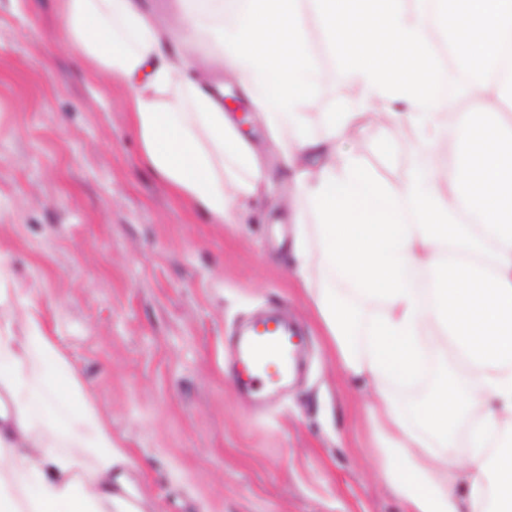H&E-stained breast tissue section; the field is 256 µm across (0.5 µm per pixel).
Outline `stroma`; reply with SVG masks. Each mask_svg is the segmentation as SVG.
Here are the masks:
<instances>
[{
    "label": "stroma",
    "instance_id": "obj_1",
    "mask_svg": "<svg viewBox=\"0 0 512 512\" xmlns=\"http://www.w3.org/2000/svg\"><path fill=\"white\" fill-rule=\"evenodd\" d=\"M59 24L58 0H0V284L15 335L34 300L107 420L118 493L140 512H403L378 465L374 391L342 372L293 274L314 216L251 98L216 70L251 113L242 137L265 177L241 221L217 224L145 164L127 89L55 41ZM316 61L326 79L302 115L315 134L320 113L355 106L327 39ZM397 128L368 117L336 145L398 183L430 147ZM274 307L311 341L303 374L259 413L224 370V338ZM32 413L64 446L66 405L37 399Z\"/></svg>",
    "mask_w": 512,
    "mask_h": 512
}]
</instances>
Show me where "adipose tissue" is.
I'll return each mask as SVG.
<instances>
[{"instance_id": "ef3b65f1", "label": "adipose tissue", "mask_w": 512, "mask_h": 512, "mask_svg": "<svg viewBox=\"0 0 512 512\" xmlns=\"http://www.w3.org/2000/svg\"><path fill=\"white\" fill-rule=\"evenodd\" d=\"M404 0H176L180 34L141 0H58L60 36L86 65L130 90L148 166L216 223L236 219L264 175L188 44L215 34L216 62L236 75L276 135L297 194L294 274L311 297L341 368L368 378L382 436L379 465L404 512H512V0H438L446 43L468 76L472 112L438 98L425 23ZM311 5L360 99L404 104L398 119L433 142L455 135L448 170L402 185L378 177L336 139L363 118L325 112L303 128L322 74L302 20ZM378 299L382 313L353 346L354 316L337 283ZM438 377L414 416L387 386L415 376L426 346ZM64 398L79 422L60 455L35 431L32 381ZM0 512H112L122 451L37 310L23 337L0 326ZM469 450L459 463V446Z\"/></svg>"}]
</instances>
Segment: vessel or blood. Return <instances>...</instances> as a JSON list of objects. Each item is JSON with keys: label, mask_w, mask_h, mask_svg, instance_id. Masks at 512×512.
Instances as JSON below:
<instances>
[{"label": "vessel or blood", "mask_w": 512, "mask_h": 512, "mask_svg": "<svg viewBox=\"0 0 512 512\" xmlns=\"http://www.w3.org/2000/svg\"><path fill=\"white\" fill-rule=\"evenodd\" d=\"M307 336L290 321L270 314L247 323L224 345L239 391L245 395L276 394L295 373Z\"/></svg>", "instance_id": "1"}]
</instances>
